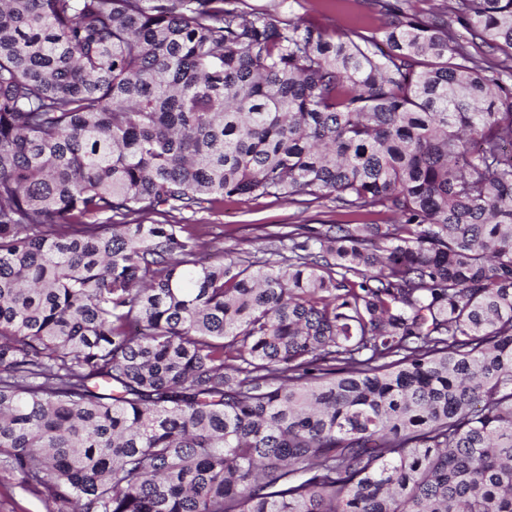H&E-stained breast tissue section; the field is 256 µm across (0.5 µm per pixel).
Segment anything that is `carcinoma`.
<instances>
[{
  "label": "carcinoma",
  "mask_w": 512,
  "mask_h": 512,
  "mask_svg": "<svg viewBox=\"0 0 512 512\" xmlns=\"http://www.w3.org/2000/svg\"><path fill=\"white\" fill-rule=\"evenodd\" d=\"M364 2L0 0V469L47 512H512V0ZM267 196L392 218L200 260L181 216ZM242 7L264 9L283 20L302 17L329 34L336 29L375 27L384 19L371 13L367 4L354 0H243Z\"/></svg>",
  "instance_id": "obj_1"
}]
</instances>
